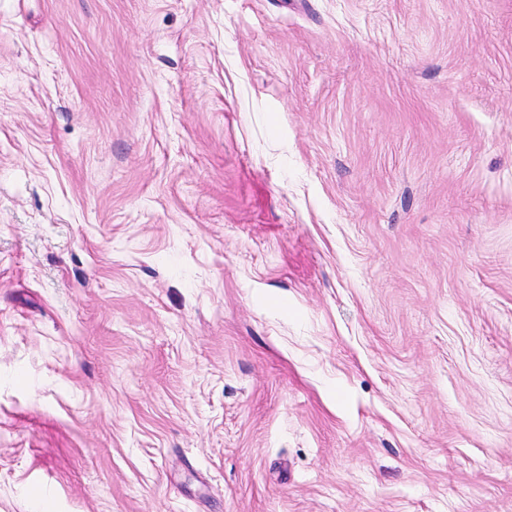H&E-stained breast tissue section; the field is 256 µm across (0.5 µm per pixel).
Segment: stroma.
<instances>
[{
  "label": "stroma",
  "mask_w": 512,
  "mask_h": 512,
  "mask_svg": "<svg viewBox=\"0 0 512 512\" xmlns=\"http://www.w3.org/2000/svg\"><path fill=\"white\" fill-rule=\"evenodd\" d=\"M0 512H512V0H0Z\"/></svg>",
  "instance_id": "35a3bbf8"
}]
</instances>
